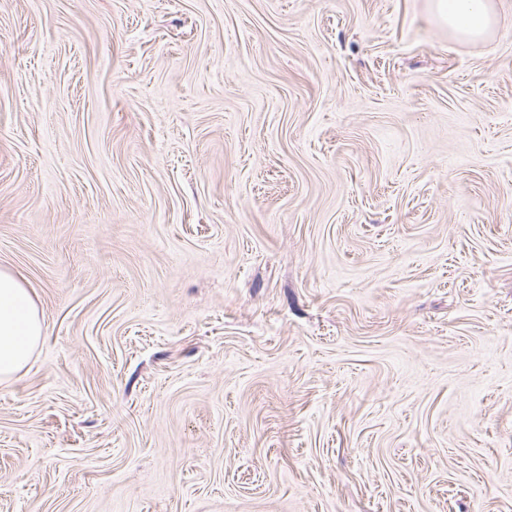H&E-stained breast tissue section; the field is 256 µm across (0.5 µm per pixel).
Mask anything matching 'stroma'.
<instances>
[{
  "label": "stroma",
  "instance_id": "1",
  "mask_svg": "<svg viewBox=\"0 0 512 512\" xmlns=\"http://www.w3.org/2000/svg\"><path fill=\"white\" fill-rule=\"evenodd\" d=\"M0 0V512H512V0ZM433 9L442 28L467 42L483 40L497 24L490 0H434ZM43 329L30 290L14 274L0 270V382L29 362Z\"/></svg>",
  "mask_w": 512,
  "mask_h": 512
}]
</instances>
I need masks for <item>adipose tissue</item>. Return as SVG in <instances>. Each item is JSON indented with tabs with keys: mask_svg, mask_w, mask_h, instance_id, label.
Instances as JSON below:
<instances>
[{
	"mask_svg": "<svg viewBox=\"0 0 512 512\" xmlns=\"http://www.w3.org/2000/svg\"><path fill=\"white\" fill-rule=\"evenodd\" d=\"M433 9L442 28L467 42L483 40L497 24L490 0H433ZM42 336L43 322L30 290L0 270V382L24 368Z\"/></svg>",
	"mask_w": 512,
	"mask_h": 512,
	"instance_id": "adipose-tissue-1",
	"label": "adipose tissue"
}]
</instances>
